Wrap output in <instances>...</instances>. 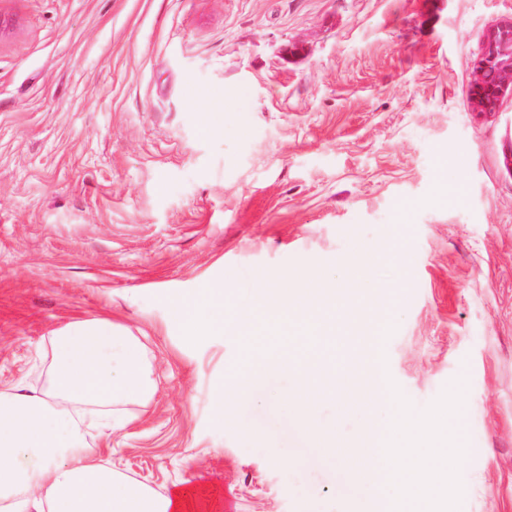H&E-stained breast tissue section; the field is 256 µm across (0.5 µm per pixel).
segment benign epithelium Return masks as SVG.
<instances>
[{
    "mask_svg": "<svg viewBox=\"0 0 512 512\" xmlns=\"http://www.w3.org/2000/svg\"><path fill=\"white\" fill-rule=\"evenodd\" d=\"M512 92V20L492 27L474 63L470 103L477 112H495Z\"/></svg>",
    "mask_w": 512,
    "mask_h": 512,
    "instance_id": "benign-epithelium-1",
    "label": "benign epithelium"
}]
</instances>
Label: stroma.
Here are the masks:
<instances>
[{
	"label": "stroma",
	"instance_id": "stroma-1",
	"mask_svg": "<svg viewBox=\"0 0 512 512\" xmlns=\"http://www.w3.org/2000/svg\"><path fill=\"white\" fill-rule=\"evenodd\" d=\"M510 18L512 0H0V388L43 386L51 337L109 317L156 384L92 433L114 468L206 486L218 512H364L287 372L216 423L243 346L191 344L175 307L339 282L374 246L391 378L418 410L467 378L460 512H512V98L469 101ZM361 310L337 315L327 378Z\"/></svg>",
	"mask_w": 512,
	"mask_h": 512
}]
</instances>
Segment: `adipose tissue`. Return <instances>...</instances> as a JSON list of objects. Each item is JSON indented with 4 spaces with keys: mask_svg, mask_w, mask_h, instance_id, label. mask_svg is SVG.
Segmentation results:
<instances>
[{
    "mask_svg": "<svg viewBox=\"0 0 512 512\" xmlns=\"http://www.w3.org/2000/svg\"><path fill=\"white\" fill-rule=\"evenodd\" d=\"M44 390H0V512H212L208 490L160 494L100 462L87 404L141 403L153 392L135 337L110 319L76 320L51 340Z\"/></svg>",
    "mask_w": 512,
    "mask_h": 512,
    "instance_id": "ef3b65f1",
    "label": "adipose tissue"
}]
</instances>
